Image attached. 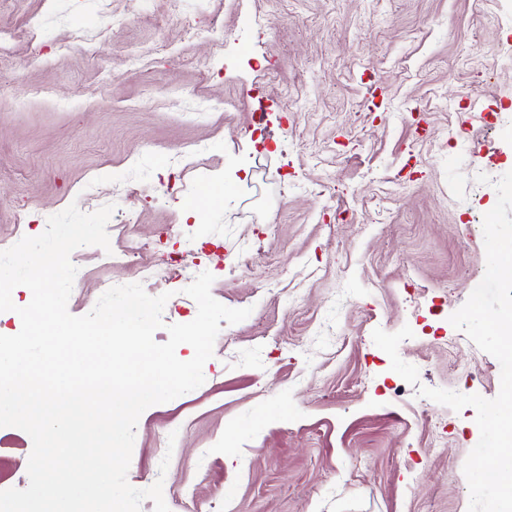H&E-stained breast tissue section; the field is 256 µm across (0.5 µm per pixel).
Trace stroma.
<instances>
[{
  "instance_id": "1",
  "label": "stroma",
  "mask_w": 512,
  "mask_h": 512,
  "mask_svg": "<svg viewBox=\"0 0 512 512\" xmlns=\"http://www.w3.org/2000/svg\"><path fill=\"white\" fill-rule=\"evenodd\" d=\"M1 32L0 250L111 204L110 250L71 255L72 315L139 282L170 295L163 343L205 271L251 310L200 387L142 413L129 483L162 482L170 512H468L475 409L417 396L372 333L412 329L420 385L500 390L449 318L512 171V0H0ZM32 447L0 427V490L27 487Z\"/></svg>"
}]
</instances>
